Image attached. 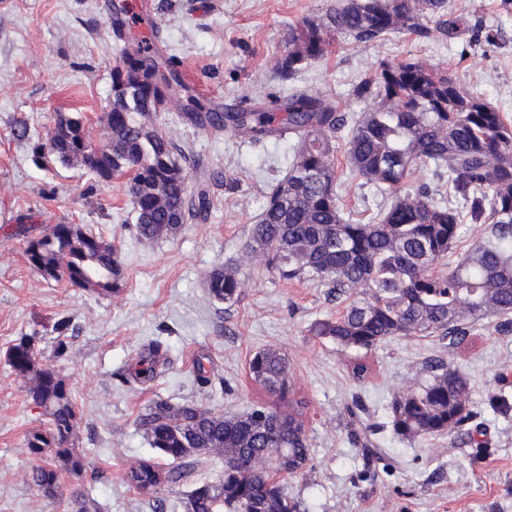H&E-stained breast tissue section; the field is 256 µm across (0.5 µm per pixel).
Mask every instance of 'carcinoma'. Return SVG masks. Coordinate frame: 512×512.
<instances>
[{
	"label": "carcinoma",
	"instance_id": "cac0c4a2",
	"mask_svg": "<svg viewBox=\"0 0 512 512\" xmlns=\"http://www.w3.org/2000/svg\"><path fill=\"white\" fill-rule=\"evenodd\" d=\"M328 22L305 21L292 30L280 61L291 79L308 62L330 50L334 31L365 46L394 31L423 40L444 41L460 31L462 19L448 0H338ZM112 34L123 43L112 69V101L104 139L80 137L77 146L51 139L58 161L79 163L108 181L129 176L132 212L140 237L175 233L192 216L187 174L170 139L150 125L151 113L182 99L177 71L160 69L155 59L160 31L137 38L126 31L121 10ZM459 61L434 67L409 57L380 66L356 85L369 102L349 126L345 168L337 166L339 137L347 117L336 102L306 88L263 107L207 109L189 98L183 117L212 131L245 139L276 133L296 142L287 174L272 185L264 209L251 226L248 253L286 280L312 279L346 302L334 319L311 329L343 351H354L347 368L357 380L373 367L367 355L392 337L438 333L463 345L469 332L490 317L506 319L512 331V123L497 107L463 90ZM433 168L447 177L448 195L458 206L436 199L424 178ZM349 180L371 186L387 203L367 220H355L340 206L338 188ZM477 227L469 247L459 252L461 227ZM456 257L448 269L439 266ZM25 259L44 278L66 280L106 295L119 290L121 266L115 248L81 227L57 224L28 242ZM210 296L236 300L248 281L232 267H216L206 277ZM8 365L31 383L29 395L49 418L48 427L26 435L34 461L32 483L47 497L60 494L62 475L83 473L85 457L73 447L77 414L61 373L42 363L33 338L8 351ZM161 365L159 348L140 357L130 377L150 381ZM252 381L272 398L244 414L216 415L192 402H154L138 424L151 447L167 460L141 459L122 473L125 484L162 512L166 495L184 491L185 512H297L281 481L306 468L308 401L296 395L288 359L269 346L249 360ZM469 381L449 364L430 367L429 378L399 397L392 427L416 440L462 430L471 419ZM211 457L224 459L212 480L198 472ZM75 512H102L89 493L75 492Z\"/></svg>",
	"mask_w": 512,
	"mask_h": 512
}]
</instances>
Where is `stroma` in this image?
Masks as SVG:
<instances>
[{
  "label": "stroma",
  "instance_id": "1",
  "mask_svg": "<svg viewBox=\"0 0 512 512\" xmlns=\"http://www.w3.org/2000/svg\"><path fill=\"white\" fill-rule=\"evenodd\" d=\"M127 2L0 0V512H71L67 498L44 496L28 478L25 436L48 418L7 362L9 346L23 336L33 337L43 362L61 372L77 412L74 446L86 468L62 483L69 491L91 490L103 512H153L121 480L129 461L161 458L137 426L148 405L192 401L217 414L245 413L265 398L248 376V360L268 346L288 357L295 386L310 402V461L284 483L299 512H512V332L491 319L458 347L447 336L391 339L371 353L378 375L359 382L345 353L310 333L341 303L319 282L286 280L247 259L249 229L269 186L286 174L293 141L217 134L166 105L152 122L185 156L190 194L205 192L210 208L154 241L136 232L125 180L98 182L83 166L36 153L59 119L77 114L86 133L100 139L118 60L113 8ZM137 2L189 95L211 107L317 87L358 115L368 103L355 86L381 63L420 57L440 66L458 56L463 89L512 119V4L505 0H450L465 28L443 42L399 33L364 47L331 36L330 54L291 80L277 67L292 28L321 20L336 0ZM475 25L497 30L496 42L470 48ZM56 224L80 225L114 246L119 292L98 295L28 267V240ZM218 266L238 268L249 282L233 305L215 301L206 288V274ZM61 321L70 354L58 359ZM154 340L162 344V373L129 381V368ZM433 358L468 378L474 417L463 431L408 441L392 428V406L426 379ZM199 364L208 383L196 378ZM365 428L383 450L370 464L351 437Z\"/></svg>",
  "mask_w": 512,
  "mask_h": 512
}]
</instances>
